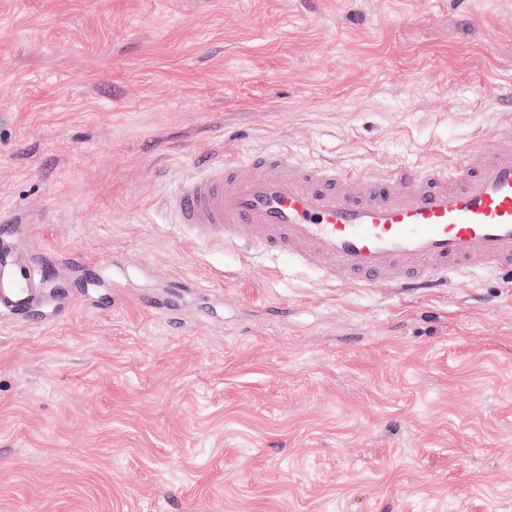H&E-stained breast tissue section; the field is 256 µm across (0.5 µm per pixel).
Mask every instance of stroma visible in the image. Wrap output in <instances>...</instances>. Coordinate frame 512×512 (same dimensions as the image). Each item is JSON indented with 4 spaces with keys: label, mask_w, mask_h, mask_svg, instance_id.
<instances>
[{
    "label": "stroma",
    "mask_w": 512,
    "mask_h": 512,
    "mask_svg": "<svg viewBox=\"0 0 512 512\" xmlns=\"http://www.w3.org/2000/svg\"><path fill=\"white\" fill-rule=\"evenodd\" d=\"M509 130L512 0H0V512H512V273L332 283L165 207L200 155ZM30 269L14 261L0 262V310H14L30 299Z\"/></svg>",
    "instance_id": "35a3bbf8"
}]
</instances>
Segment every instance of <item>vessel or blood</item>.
Instances as JSON below:
<instances>
[{"instance_id":"vessel-or-blood-1","label":"vessel or blood","mask_w":512,"mask_h":512,"mask_svg":"<svg viewBox=\"0 0 512 512\" xmlns=\"http://www.w3.org/2000/svg\"><path fill=\"white\" fill-rule=\"evenodd\" d=\"M167 206L204 237L317 262L331 282L432 288L449 273L512 268V131L446 168L384 180L333 164L303 165L286 148L212 163ZM27 265L0 262V310L30 299Z\"/></svg>"}]
</instances>
